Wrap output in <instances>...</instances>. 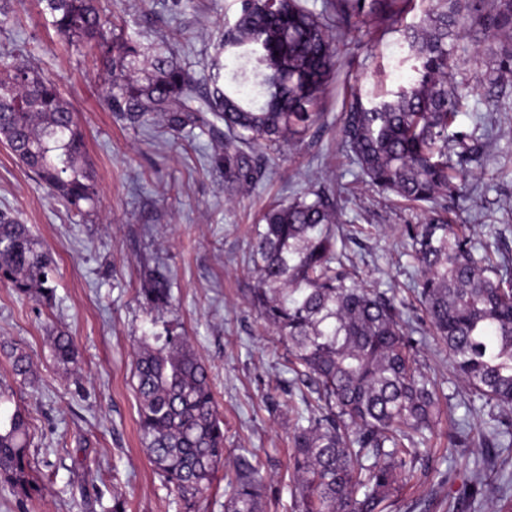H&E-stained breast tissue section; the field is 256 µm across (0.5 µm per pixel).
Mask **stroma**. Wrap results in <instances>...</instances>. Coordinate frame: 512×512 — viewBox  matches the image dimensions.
Returning <instances> with one entry per match:
<instances>
[{"mask_svg": "<svg viewBox=\"0 0 512 512\" xmlns=\"http://www.w3.org/2000/svg\"><path fill=\"white\" fill-rule=\"evenodd\" d=\"M425 7L415 0L385 33L365 24L345 37L325 99L324 132L286 148L253 189L229 193L223 171L207 162V136L175 137L159 118L147 131L116 121L103 99L110 75L97 52L71 46L35 0H8L0 56L25 60L70 103L98 195L73 210L50 197L0 141V210L18 215L49 249L54 287L46 304L0 281V386H16L30 413V454L45 486L29 498L0 487V512H224V472L201 498L179 502L140 443L132 358L135 336L151 325L138 295L148 267L169 276L172 315L211 371L225 461L244 454L258 463L267 477L265 512H292L286 406L299 403L304 386L289 370L284 346L247 302L257 285L250 229L266 206L292 192L333 189L347 265L357 277L394 289L411 317H420L413 292L418 272L404 254L401 228L421 213L359 176L340 145L339 119L353 94L369 96L407 76L412 59L402 30ZM98 8L116 33L138 32L173 47L201 83L235 13L234 0H100ZM488 43L475 31L458 42L453 80L465 98L454 128L475 142L464 164L466 182L449 207L453 222L466 225L476 242L511 250L512 82L476 84ZM59 331L79 352L66 368L51 357ZM12 347L30 357L32 375L22 385L5 356ZM419 359L451 406L431 441L429 464L395 494L391 512H469L474 457L455 442V426L479 432L490 414L454 378L443 347L427 342Z\"/></svg>", "mask_w": 512, "mask_h": 512, "instance_id": "obj_1", "label": "stroma"}]
</instances>
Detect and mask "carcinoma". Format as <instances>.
I'll return each mask as SVG.
<instances>
[{
    "mask_svg": "<svg viewBox=\"0 0 512 512\" xmlns=\"http://www.w3.org/2000/svg\"><path fill=\"white\" fill-rule=\"evenodd\" d=\"M37 2L70 44L99 51L111 73L106 97L117 120L135 125L160 116L176 135H208L215 143L210 165L224 171L229 192L257 178L247 151L278 155L323 127L320 105L337 55L330 29L368 19L386 30L413 9V0H326L316 14L300 0H236L201 90L170 46L110 34L96 0ZM467 30L492 39L491 81L512 74V0H429L420 22L403 30L415 75L393 91L354 96L341 115V145L377 191L428 205L424 222L405 225V234L430 335L448 349L456 377L483 406L512 412V256L476 245L451 223L446 206L461 175L452 156L463 162L470 150L468 135H448L463 98L448 76ZM225 59L237 66L228 80ZM139 62L151 69L144 83L125 78ZM249 83L261 103L244 93ZM0 137L70 207L80 212L95 201L74 110L54 83L16 59H0ZM337 221L324 192L294 193L268 208L250 230L258 284L249 304L279 336L291 371L316 394L303 398L305 409L291 425L297 512H388L426 454L446 394L423 371L395 295L347 269ZM49 266L28 226L0 213V279L48 304ZM142 295L152 308L169 306L168 278L150 277ZM51 353L68 367L76 354L72 339L57 334ZM8 356L14 375L27 381L28 357L16 349ZM134 378L142 444L166 486L188 502L224 463V421L208 367L176 327L153 325L138 337ZM30 437L27 410L1 386L0 484L24 497L41 492ZM484 440L506 447L512 417L496 421ZM474 465V506L494 499L512 509V484L488 477L501 470L497 455L485 451ZM265 490L261 467L238 456L224 512H263Z\"/></svg>",
    "mask_w": 512,
    "mask_h": 512,
    "instance_id": "carcinoma-1",
    "label": "carcinoma"
}]
</instances>
